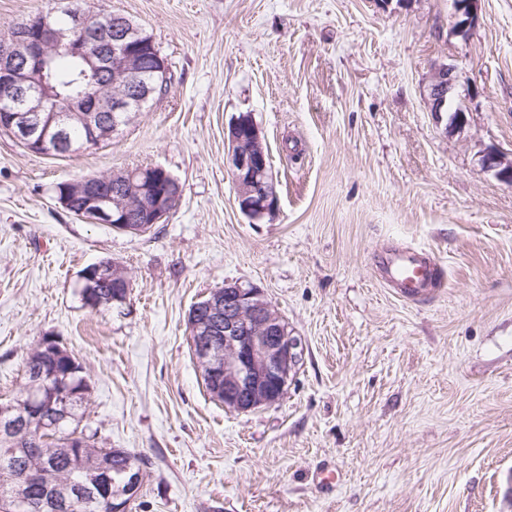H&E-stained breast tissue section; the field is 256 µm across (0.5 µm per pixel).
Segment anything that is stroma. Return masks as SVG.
<instances>
[{
	"mask_svg": "<svg viewBox=\"0 0 512 512\" xmlns=\"http://www.w3.org/2000/svg\"><path fill=\"white\" fill-rule=\"evenodd\" d=\"M152 35L165 95L114 140L64 156L0 131V399L54 336L86 367L83 422L146 456L139 512H512V0H87ZM455 65L462 129L423 97ZM252 113L279 206L251 222L224 130ZM153 164L181 199L152 232L88 224L58 183ZM390 245L438 278L408 300L377 278ZM125 267L122 310L79 275ZM227 283L262 289L301 342L284 399L246 413L208 394L187 315ZM334 471L321 488L318 472ZM480 0H457V12L455 13L454 29L458 33H465L478 21V2ZM460 13L462 19L459 21ZM112 273V281L117 278H122L124 285L122 288H126L125 292L123 293H117L114 297L112 295V303H109V295L110 291H113V284L112 288H99L100 294L105 299V302L100 306V303L96 304V299L92 295L93 288H98V285H101L103 283V280L108 278V276ZM122 273H125V270H122L121 268H118L116 266L111 265L106 260H100L97 263L91 264L86 267L85 272L81 274L80 280L83 282L86 287L79 289V295L82 301L83 306H85L84 302V294L85 289L88 288L87 298H89V303L86 305L87 307L92 308L91 306H95L96 308L101 309H112L113 307H117L118 310L123 309L130 300V284L131 281L128 276L122 275ZM122 275V276H121ZM91 305V306H90ZM100 306V307H99Z\"/></svg>",
	"mask_w": 512,
	"mask_h": 512,
	"instance_id": "stroma-1",
	"label": "stroma"
}]
</instances>
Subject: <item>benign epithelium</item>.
I'll return each mask as SVG.
<instances>
[{"label": "benign epithelium", "mask_w": 512, "mask_h": 512, "mask_svg": "<svg viewBox=\"0 0 512 512\" xmlns=\"http://www.w3.org/2000/svg\"><path fill=\"white\" fill-rule=\"evenodd\" d=\"M479 0H456L454 29L464 33L478 21ZM63 50L80 60L82 67L104 74L106 84H88L76 98L64 102L53 94L47 70L56 52ZM167 59L157 53L153 38L136 22L120 15L115 21H97L79 8L66 26L16 24L0 36V130L42 153L67 154L73 148L70 128L84 130L82 148L114 139L144 105L169 82ZM456 81L455 67L433 69L425 90L432 112L448 111V94ZM224 166L237 189L240 211L252 221L273 214L279 203L277 186L269 167L262 132L250 113L235 118L225 135ZM487 167L512 184V159L489 155ZM68 193L57 198L60 206L88 223L107 224L117 232L144 235L163 223L177 206L181 189L177 179L162 167L136 172H110L66 181ZM112 277L122 278L125 292L112 297L123 309L130 300V284L124 270L105 260L91 264L81 274L93 289ZM205 316L192 314L190 344L199 367L224 407L238 412L270 408L284 398L288 381L300 360V343L288 323L259 288L227 283L201 305ZM28 415L10 421V433L27 431L37 442L52 440V433L66 415L49 413L48 399L29 393ZM140 477L132 476L124 487L107 477L97 480V496L111 512H130L139 492ZM54 499L38 502L19 496L17 512H43Z\"/></svg>", "instance_id": "obj_1"}]
</instances>
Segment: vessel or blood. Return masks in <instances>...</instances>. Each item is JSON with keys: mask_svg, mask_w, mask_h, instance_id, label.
<instances>
[{"mask_svg": "<svg viewBox=\"0 0 512 512\" xmlns=\"http://www.w3.org/2000/svg\"><path fill=\"white\" fill-rule=\"evenodd\" d=\"M380 278L385 285L399 289L402 296L415 298L433 286L435 263L424 252L394 249L380 258Z\"/></svg>", "mask_w": 512, "mask_h": 512, "instance_id": "b4317fda", "label": "vessel or blood"}]
</instances>
